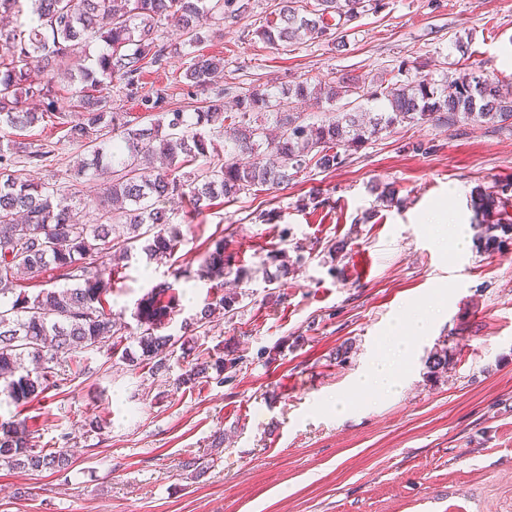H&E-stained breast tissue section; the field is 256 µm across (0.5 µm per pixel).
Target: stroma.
<instances>
[{
    "label": "stroma",
    "mask_w": 512,
    "mask_h": 512,
    "mask_svg": "<svg viewBox=\"0 0 512 512\" xmlns=\"http://www.w3.org/2000/svg\"><path fill=\"white\" fill-rule=\"evenodd\" d=\"M240 21L204 31L198 47L169 58L147 83L167 88L168 106L196 112L205 92L182 76L196 53L224 60L216 83L225 105L255 88L301 81L372 80L400 61L421 74L455 77L468 60L512 82L500 55L512 49V0H387L347 31L346 49L300 41L272 48L248 38L278 0H249ZM30 150L53 140L57 161L30 169L38 180L76 186L87 200L103 181L75 177L82 150L42 125L18 131ZM429 141V154L414 152ZM512 179V131L476 124L450 130L402 123L373 137L333 172L315 168L285 188L240 195L185 223L174 258L139 254L113 279L107 299L126 333L158 284L176 307L158 321L180 336L182 321L220 294L204 271L215 241L248 272L234 311L200 329L207 348L237 347L244 359L224 385L177 387L182 360L155 375L106 351L84 353L87 374L45 397L16 405L0 386V422L23 421L48 448H66L68 472H22L0 464V512H512V248L488 255L474 246L470 193ZM396 200H380L383 189ZM320 191L324 206L310 208ZM458 209L467 250H456L438 210ZM274 212L267 224L256 210ZM345 241L344 251L329 247ZM283 254L279 268L273 254ZM190 279L174 278V265ZM422 329H415V319ZM288 341L275 361L265 352ZM350 358L339 363V346ZM453 362L434 376L430 352ZM393 357L401 385L361 386ZM345 414H337V404ZM103 422L87 435L89 420ZM221 458L202 475L181 461L211 451Z\"/></svg>",
    "instance_id": "35a3bbf8"
}]
</instances>
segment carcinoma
Returning a JSON list of instances; mask_svg holds the SVG:
<instances>
[{"instance_id": "carcinoma-1", "label": "carcinoma", "mask_w": 512, "mask_h": 512, "mask_svg": "<svg viewBox=\"0 0 512 512\" xmlns=\"http://www.w3.org/2000/svg\"><path fill=\"white\" fill-rule=\"evenodd\" d=\"M386 6L384 0H281L278 12L252 31L260 41L286 46L308 38L346 47L348 26L364 12ZM243 0H0V12L25 21L0 25V132L33 127L48 120L64 136L86 149L88 159L77 172L89 169L109 175L105 192L90 221L79 213L89 206L77 192L60 193L56 184L28 178L27 168L41 166L52 150L31 152L22 141L0 143V380L9 397L26 404L52 387L72 381L86 367L79 354L103 347L120 359L149 366L155 375L169 369L181 351L184 365L177 387L222 385L231 378L243 356L227 346L212 358L198 349L197 329L215 313H230L238 294L225 293L205 303L185 322V338L155 333L154 318L173 309L174 298L159 284L152 289V312L140 317L137 351L122 347L112 313L105 311L107 282L117 261L141 248L147 258L173 257L182 240L165 204L171 199L189 203L200 214L223 199L228 202L258 187L286 186L301 171L322 172L342 167L356 151L379 133L401 123H434L454 128L477 122L507 129L512 125V84H502L471 64L455 78L409 79L410 65L402 61L390 78L366 84L357 78L329 81L319 94L335 101H364L370 112H338L311 122L300 120L292 101L312 95L308 82L278 97L254 89L236 101L237 112L224 114L218 95L189 116L165 110L168 93L148 88L144 77L165 68L171 55L201 41V30L237 20ZM177 19L182 41H168L163 21ZM94 43L104 44L95 57ZM39 66H30L31 60ZM64 69L80 84L72 94V112L56 110L51 74ZM224 69V58L200 54L192 59L183 79L199 90L210 88ZM155 113L148 127L131 124L125 112L112 108V88ZM273 119L267 131L263 117ZM224 138V162L203 166L213 137ZM271 156L255 157L260 148ZM248 155L253 161L242 163ZM512 182L478 188L470 199L475 221L481 224L479 248L487 254L512 243V224L504 213ZM207 268L213 273L232 270L224 241L215 243ZM63 279L58 288L52 280ZM21 280L39 283L28 289ZM448 349L429 357L430 374L448 370ZM0 462L31 472H62L71 466L65 448H44L13 422L0 423Z\"/></svg>"}]
</instances>
